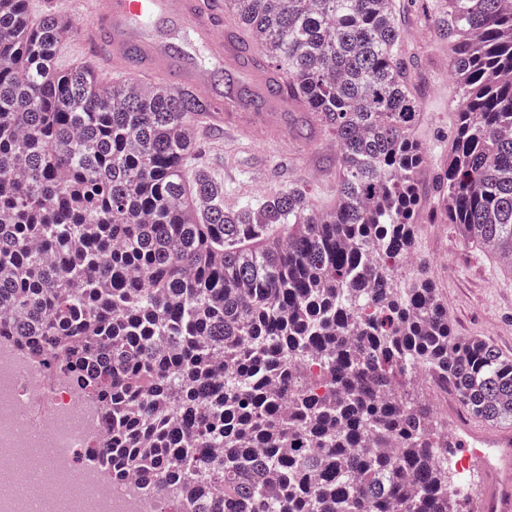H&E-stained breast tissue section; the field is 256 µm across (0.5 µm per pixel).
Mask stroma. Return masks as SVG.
Segmentation results:
<instances>
[{"label":"stroma","mask_w":512,"mask_h":512,"mask_svg":"<svg viewBox=\"0 0 512 512\" xmlns=\"http://www.w3.org/2000/svg\"><path fill=\"white\" fill-rule=\"evenodd\" d=\"M403 24L406 57L414 64V79L422 97L416 135L428 153L420 186L434 195L436 178L448 159L449 135L456 123V85L450 76L452 51L440 40L434 17L441 0H397ZM31 16L48 13L68 18L75 35L67 38L56 59L58 70L86 63L79 36L86 23L79 0H29ZM190 171H205L224 186V204L242 201L298 183L321 209L336 202V142L321 135L299 138L292 118L283 127L250 130L214 127L197 118L192 133ZM418 250L432 263L439 292L458 336L482 338L512 356V264L464 241L455 225L430 211L418 216Z\"/></svg>","instance_id":"1"}]
</instances>
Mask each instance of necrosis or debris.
Here are the masks:
<instances>
[{"mask_svg": "<svg viewBox=\"0 0 512 512\" xmlns=\"http://www.w3.org/2000/svg\"><path fill=\"white\" fill-rule=\"evenodd\" d=\"M102 415L71 380L0 343V512H159L156 485L111 479L86 461L105 434ZM36 444L53 455L41 468L45 491L33 506L15 485L18 460Z\"/></svg>", "mask_w": 512, "mask_h": 512, "instance_id": "obj_1", "label": "necrosis or debris"}]
</instances>
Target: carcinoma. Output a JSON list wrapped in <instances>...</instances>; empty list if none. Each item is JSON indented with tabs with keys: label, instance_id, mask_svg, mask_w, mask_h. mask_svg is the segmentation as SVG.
<instances>
[{
	"label": "carcinoma",
	"instance_id": "carcinoma-1",
	"mask_svg": "<svg viewBox=\"0 0 512 512\" xmlns=\"http://www.w3.org/2000/svg\"><path fill=\"white\" fill-rule=\"evenodd\" d=\"M336 140V205L224 208L189 178L196 98L54 66L72 32L0 0V339L105 406L114 479L163 512H460L419 380L512 425V358L455 335L418 256L422 107L394 0H224ZM457 120L444 221L512 258V0H448Z\"/></svg>",
	"mask_w": 512,
	"mask_h": 512
}]
</instances>
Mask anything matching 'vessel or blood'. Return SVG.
Instances as JSON below:
<instances>
[{
	"instance_id": "vessel-or-blood-1",
	"label": "vessel or blood",
	"mask_w": 512,
	"mask_h": 512,
	"mask_svg": "<svg viewBox=\"0 0 512 512\" xmlns=\"http://www.w3.org/2000/svg\"><path fill=\"white\" fill-rule=\"evenodd\" d=\"M173 27L195 33L210 53L233 69L249 67L248 56L232 30L224 26V13L214 0H95L82 30L91 64L116 68L127 75L149 77L176 92H188L208 102L215 120L232 127L243 123L241 101L225 100L215 84V71L173 54L156 30ZM482 448L463 446L465 463L483 468L490 476L480 512H512V432L483 437ZM494 456H487L485 448Z\"/></svg>"
}]
</instances>
